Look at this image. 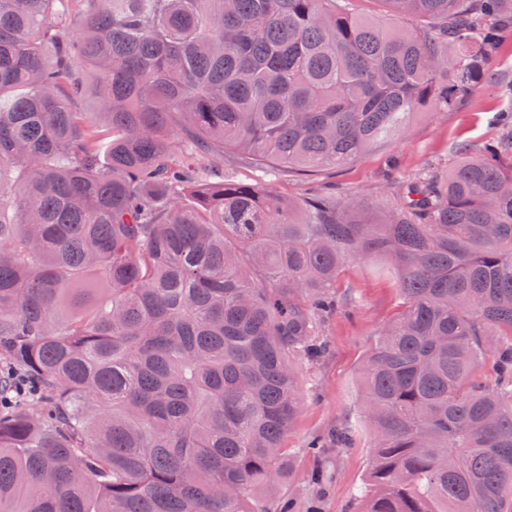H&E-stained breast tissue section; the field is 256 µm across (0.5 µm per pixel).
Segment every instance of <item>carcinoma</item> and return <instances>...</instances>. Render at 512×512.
<instances>
[{
    "label": "carcinoma",
    "mask_w": 512,
    "mask_h": 512,
    "mask_svg": "<svg viewBox=\"0 0 512 512\" xmlns=\"http://www.w3.org/2000/svg\"><path fill=\"white\" fill-rule=\"evenodd\" d=\"M353 2L0 0V366L36 384L0 373V512H291L297 361L374 257L400 305L360 368L362 512H505L512 136L379 213L172 155L346 165L467 97L512 30V0ZM90 89L100 127L69 106Z\"/></svg>",
    "instance_id": "carcinoma-1"
}]
</instances>
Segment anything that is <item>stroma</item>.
<instances>
[{"label":"stroma","instance_id":"obj_1","mask_svg":"<svg viewBox=\"0 0 512 512\" xmlns=\"http://www.w3.org/2000/svg\"><path fill=\"white\" fill-rule=\"evenodd\" d=\"M488 72L490 81L456 107L415 114L403 137L376 145L350 164L318 173L315 180L289 172L271 176L233 153L224 157V174L270 186L285 198L332 187L337 193L384 206L397 182L422 174L446 175L458 145L465 143L480 152L501 140L503 127L495 115L512 110V97L499 94L497 86L512 82L511 34L491 51ZM336 295L341 308L315 324L316 337L326 351L318 361L301 365L303 408L285 438L293 473L277 492L292 502L293 512H360L371 466L373 436L360 418V365L396 311L399 297L391 280L378 275L372 259L345 264ZM350 425L356 428L351 447L327 448L318 455L309 450V442L329 429ZM320 462L327 477L316 485L308 482L307 475Z\"/></svg>","mask_w":512,"mask_h":512}]
</instances>
